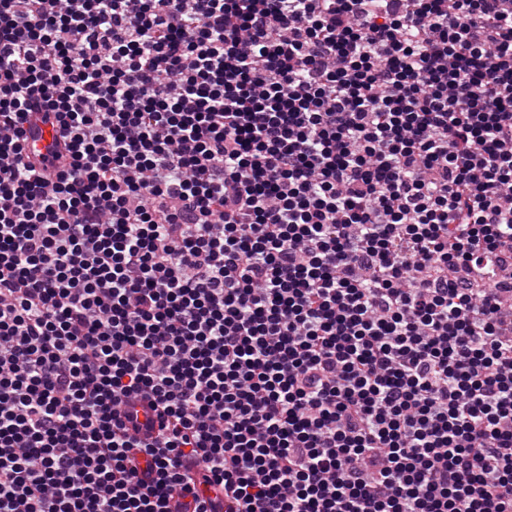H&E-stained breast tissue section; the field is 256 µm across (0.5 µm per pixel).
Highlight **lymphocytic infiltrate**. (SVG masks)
I'll list each match as a JSON object with an SVG mask.
<instances>
[{
	"mask_svg": "<svg viewBox=\"0 0 512 512\" xmlns=\"http://www.w3.org/2000/svg\"><path fill=\"white\" fill-rule=\"evenodd\" d=\"M510 259L512 0H0V512H512ZM26 148L29 156L37 161L52 156L56 149L53 128L46 123H35L28 126Z\"/></svg>",
	"mask_w": 512,
	"mask_h": 512,
	"instance_id": "1",
	"label": "lymphocytic infiltrate"
}]
</instances>
